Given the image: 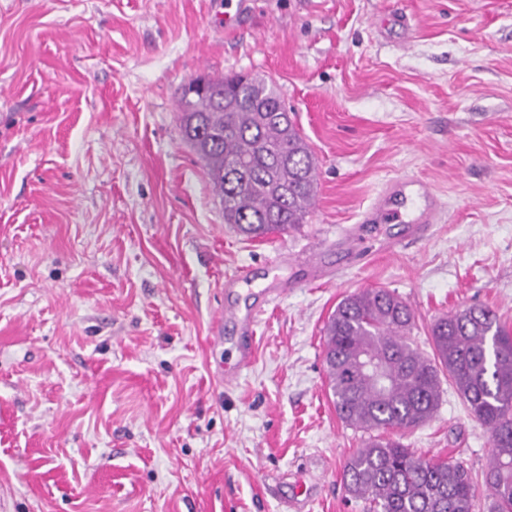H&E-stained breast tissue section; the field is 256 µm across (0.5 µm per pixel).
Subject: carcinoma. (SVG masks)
I'll list each match as a JSON object with an SVG mask.
<instances>
[{
  "label": "carcinoma",
  "mask_w": 512,
  "mask_h": 512,
  "mask_svg": "<svg viewBox=\"0 0 512 512\" xmlns=\"http://www.w3.org/2000/svg\"><path fill=\"white\" fill-rule=\"evenodd\" d=\"M184 84L178 98L182 138L225 202L224 223L256 239L306 221L317 196L315 158L277 86L232 75ZM414 314L385 288L344 297L325 325L328 387L339 418L368 434L344 463L346 492L369 512H475L477 489L489 512H512V330L488 306L438 318L427 356L411 338ZM368 354L383 379L359 372ZM469 413L487 427L493 454L476 479L461 463L416 455L389 433L424 425L441 400V374Z\"/></svg>",
  "instance_id": "cac0c4a2"
}]
</instances>
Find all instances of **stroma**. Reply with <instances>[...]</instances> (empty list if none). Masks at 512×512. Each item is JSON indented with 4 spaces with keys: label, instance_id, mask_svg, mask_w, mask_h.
Instances as JSON below:
<instances>
[{
    "label": "stroma",
    "instance_id": "1",
    "mask_svg": "<svg viewBox=\"0 0 512 512\" xmlns=\"http://www.w3.org/2000/svg\"><path fill=\"white\" fill-rule=\"evenodd\" d=\"M0 0V512H367L341 482L324 327L386 288L436 318L512 328V0ZM273 80L317 164L299 228L224 222L180 134L199 75ZM433 192L425 237L368 218L392 181ZM285 295L231 383L224 281ZM333 272L317 280L314 268ZM395 439L486 468L451 386Z\"/></svg>",
    "mask_w": 512,
    "mask_h": 512
}]
</instances>
